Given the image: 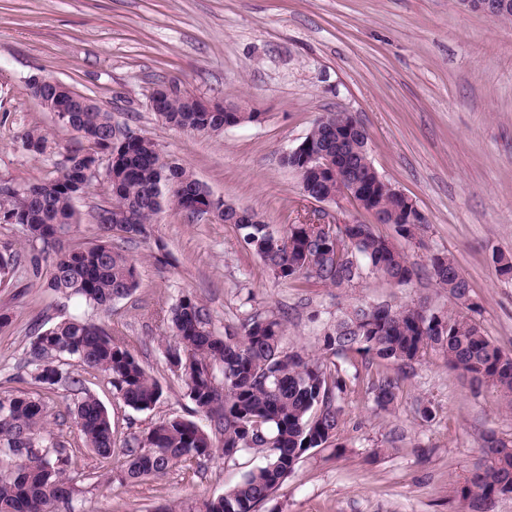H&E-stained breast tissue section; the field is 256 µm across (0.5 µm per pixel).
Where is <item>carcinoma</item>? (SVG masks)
<instances>
[{"mask_svg": "<svg viewBox=\"0 0 512 512\" xmlns=\"http://www.w3.org/2000/svg\"><path fill=\"white\" fill-rule=\"evenodd\" d=\"M35 97L54 93L67 102L57 123L73 132L50 175L24 184L0 180V223L19 225L39 264L40 254L59 243L62 234L81 222L74 207L76 192L87 193L104 175L112 208V223L101 220L105 206L92 212L101 240L60 251L50 265L46 287L56 294L77 297L95 309L130 297L139 287L132 260L112 245V234L145 239L147 228L167 210L191 217L203 214L199 205L209 191L184 165L162 155L148 138L118 136L111 113L93 100L75 94L62 83L55 89L27 82ZM166 90L159 117L169 127L189 133L214 134L227 125L258 120L255 112H230L228 105L209 112L180 81H162ZM352 129L351 139L336 156V126ZM366 132L350 112H327L314 123L305 141L311 151L330 156V175L301 176L309 196L334 195L336 171L362 183L372 178ZM22 148L44 155L49 140L39 129L21 137ZM378 222L394 228L408 242L418 239L426 219L410 197L374 192L362 199ZM221 219L233 225L245 246L278 280L317 279L335 288H349L372 273L396 286L410 285L416 264L394 242L370 224H332L315 232L308 224L274 229L259 215L232 206ZM497 275L512 280V256L493 253ZM19 264L10 245L0 246V280ZM428 266L438 287L467 313L433 310L423 304L393 308L387 304L363 310L355 306L323 328L315 357L303 348L285 346L284 320L248 316L236 332L218 336L210 314L194 296L185 295L170 310L171 337H162L170 369L180 377L187 395L209 420L207 429L181 416L169 417L147 432L124 441V478L136 483L165 475L180 464L216 455L233 459L248 451L264 454L265 463L245 472L224 494L202 498L196 512H256L294 472L301 457L336 438L342 425L340 401L360 368L371 370L368 385L377 408L387 410L397 399L398 381L380 367L396 365L404 373L427 349L441 352L448 367L469 377L477 387L495 391L512 414V355L484 334L476 320L480 304L471 294L454 260L432 252ZM34 380L48 388L66 379L61 361L73 360L103 373L113 390L135 410L152 409L163 396L159 380L102 325L70 317L35 331L27 350ZM349 368H342L335 359ZM47 404L28 393L0 397V458L15 462L0 479V512H76L78 489L67 477L71 455L47 430ZM86 447L102 458L114 453L115 441L107 410L84 393L70 410ZM483 458L454 488L462 512H480L495 499L512 494V437L488 433L482 438Z\"/></svg>", "mask_w": 512, "mask_h": 512, "instance_id": "1", "label": "carcinoma"}]
</instances>
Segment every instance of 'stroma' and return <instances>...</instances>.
<instances>
[{
	"label": "stroma",
	"mask_w": 512,
	"mask_h": 512,
	"mask_svg": "<svg viewBox=\"0 0 512 512\" xmlns=\"http://www.w3.org/2000/svg\"><path fill=\"white\" fill-rule=\"evenodd\" d=\"M34 74L93 99L114 123L185 164L214 197L258 212L276 229L316 211L330 219L353 213L347 201L305 197L281 159L321 113H354L378 173L427 219L421 243L397 242L420 270L411 286L370 274L336 289L278 281L231 225L169 211L147 239L123 243L139 286L106 310L52 293L49 258L32 268L22 228L0 224V242L25 257L0 284V312L9 316L0 326V396L22 391L46 402L51 430L71 450L79 512H187L198 495L223 494L263 456L125 482L120 455L104 459L85 446L69 413L78 393L35 382L26 354L32 325L75 316L106 325L160 380V402L138 411L100 372L65 364L106 407L120 439L173 415L207 424L159 341L164 316L186 295L203 300L216 334L250 314L278 315L287 345L313 351L323 323L355 304L454 309L428 270L429 251H442L480 302L485 335L512 354V280L498 277L491 262L492 252L512 254V22L458 0H0V179L20 184L49 175L73 138L30 94ZM169 79L202 99L245 105L260 119L214 135L172 129L149 107L155 85ZM29 128L46 132L55 151H25L20 137ZM107 199L98 183L76 200L82 221L63 248L97 242L91 210ZM341 405L337 444L304 454L257 512H459L453 485L482 456V436H512L497 394L475 390L435 350L401 379L391 410L376 409L363 378ZM425 406L432 421L419 414Z\"/></svg>",
	"instance_id": "1"
}]
</instances>
